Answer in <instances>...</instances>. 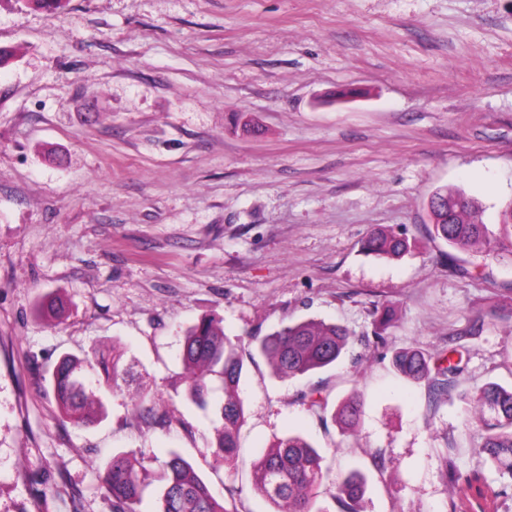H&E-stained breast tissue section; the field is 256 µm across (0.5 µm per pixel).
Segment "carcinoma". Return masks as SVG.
<instances>
[{"label":"carcinoma","instance_id":"carcinoma-1","mask_svg":"<svg viewBox=\"0 0 512 512\" xmlns=\"http://www.w3.org/2000/svg\"><path fill=\"white\" fill-rule=\"evenodd\" d=\"M432 222L437 237L460 249H474L487 256L512 260V202L500 212L497 230L484 224L478 202L461 194L453 211L432 206ZM365 248L377 255L400 257L409 249L401 233L374 232ZM66 302L57 295L45 297L38 305L42 314L59 316ZM351 340L349 330L335 322L303 319L273 329L255 339L257 351L278 378H295L335 363ZM181 360L187 372L186 399L213 415L215 459L233 466L237 462L238 437L246 424L244 401L239 385L243 371V348L224 334L223 320L205 316L184 333ZM393 367L402 376L431 380L446 386L460 373L456 363H444L423 353L400 348L393 355ZM127 368L117 348L92 347L82 355L64 354L50 373L55 398L63 418L75 424L97 420L93 405L101 404L102 394L119 388ZM300 398L318 415L328 411V399L312 392ZM484 424L481 442L472 453L512 478V387L488 383L472 398ZM362 414L360 399L351 395L342 400L333 418L346 428L354 427ZM318 450L299 435L278 438L268 451L251 462L254 490L268 502L273 512H325L314 508L315 499L329 470L322 467ZM145 467H136L125 453L112 456L101 477L103 495L112 500V512H140L149 483ZM365 478L351 471L338 482L343 512L359 509L365 494ZM151 512H239L235 502L219 501L210 493L193 465L172 451L163 465V476L154 493Z\"/></svg>","mask_w":512,"mask_h":512}]
</instances>
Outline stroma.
Wrapping results in <instances>:
<instances>
[{
	"mask_svg": "<svg viewBox=\"0 0 512 512\" xmlns=\"http://www.w3.org/2000/svg\"><path fill=\"white\" fill-rule=\"evenodd\" d=\"M1 47L0 512H112V454L155 476L173 451L270 512L249 464L288 434L365 474V512H512L463 399L512 385V262L434 238L427 210L445 188L488 224L512 202V0H0ZM398 227L404 257L364 249ZM51 292L62 319L36 312ZM209 314L245 344L308 318L354 334L285 382L245 359L234 468L181 398ZM115 340L131 372L104 418L62 421L53 364ZM401 347L461 373L399 379ZM302 391L359 395L357 432Z\"/></svg>",
	"mask_w": 512,
	"mask_h": 512,
	"instance_id": "obj_1",
	"label": "stroma"
}]
</instances>
